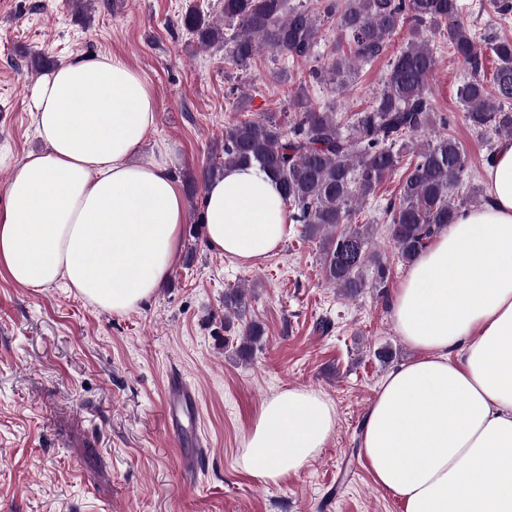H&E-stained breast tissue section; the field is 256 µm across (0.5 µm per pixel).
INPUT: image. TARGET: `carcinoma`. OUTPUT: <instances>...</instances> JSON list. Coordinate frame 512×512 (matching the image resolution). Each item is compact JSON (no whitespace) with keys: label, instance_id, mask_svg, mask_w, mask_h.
Instances as JSON below:
<instances>
[{"label":"carcinoma","instance_id":"cac0c4a2","mask_svg":"<svg viewBox=\"0 0 512 512\" xmlns=\"http://www.w3.org/2000/svg\"><path fill=\"white\" fill-rule=\"evenodd\" d=\"M462 11L460 0H309L297 5L224 0L222 23L194 6L179 19L201 46H224L237 66L270 50L287 61L312 63L308 84L334 91L343 90L358 67L383 55L392 35L410 23V38L390 59L380 92L368 107L344 122L330 109L311 108L299 95L294 116L285 124L259 114L225 126L223 139L212 149L216 162L206 170L210 178L226 167L253 164L276 176L291 220L303 226L305 237H321L326 283L346 297L366 288L382 293L387 287L386 265L371 249L374 227L356 223L355 216L400 169L406 153H417V159L406 164L398 195L385 209L402 261L412 262L466 204L454 196L467 170L464 147L447 134L419 140L437 124L448 125L428 94L437 68L434 37L446 42L466 69L457 97L467 125L512 138V39L477 37L461 20ZM334 16L349 53L323 56L318 53L322 23ZM490 56L496 61L492 94L485 80ZM369 266L376 268L370 280L364 275ZM246 305L243 289L224 292L226 313L238 316ZM262 335L260 324H246L238 356L248 359L250 342Z\"/></svg>","mask_w":512,"mask_h":512}]
</instances>
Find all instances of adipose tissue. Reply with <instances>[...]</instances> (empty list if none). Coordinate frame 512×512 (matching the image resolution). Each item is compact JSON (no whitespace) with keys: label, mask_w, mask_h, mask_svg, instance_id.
Here are the masks:
<instances>
[{"label":"adipose tissue","mask_w":512,"mask_h":512,"mask_svg":"<svg viewBox=\"0 0 512 512\" xmlns=\"http://www.w3.org/2000/svg\"><path fill=\"white\" fill-rule=\"evenodd\" d=\"M31 104L46 149L0 191V268L25 288L60 284L117 315L137 309L168 279L185 222L169 152L135 160L156 124L150 85L119 56H78L35 83ZM484 183L485 203L456 215L394 296L397 331L419 355L384 379L360 433L375 484L405 512H512V139ZM203 198L206 240L225 257L257 261L288 236L279 184L256 166L225 168ZM336 423L321 392L280 390L238 465L280 484Z\"/></svg>","instance_id":"adipose-tissue-1"}]
</instances>
